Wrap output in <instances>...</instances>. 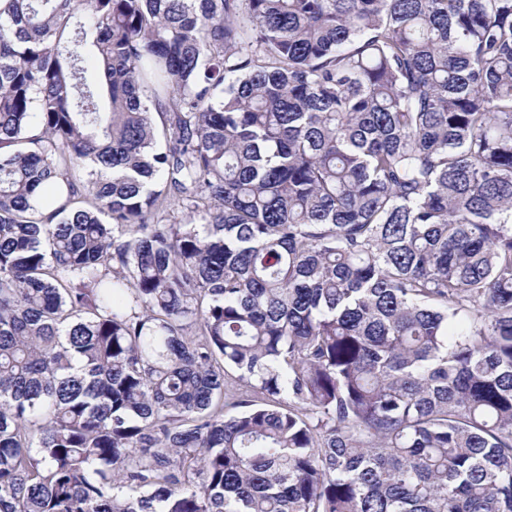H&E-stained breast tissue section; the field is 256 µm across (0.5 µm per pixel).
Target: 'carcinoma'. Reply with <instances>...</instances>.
Segmentation results:
<instances>
[{
    "instance_id": "obj_1",
    "label": "carcinoma",
    "mask_w": 512,
    "mask_h": 512,
    "mask_svg": "<svg viewBox=\"0 0 512 512\" xmlns=\"http://www.w3.org/2000/svg\"><path fill=\"white\" fill-rule=\"evenodd\" d=\"M0 512H512V0H0Z\"/></svg>"
}]
</instances>
